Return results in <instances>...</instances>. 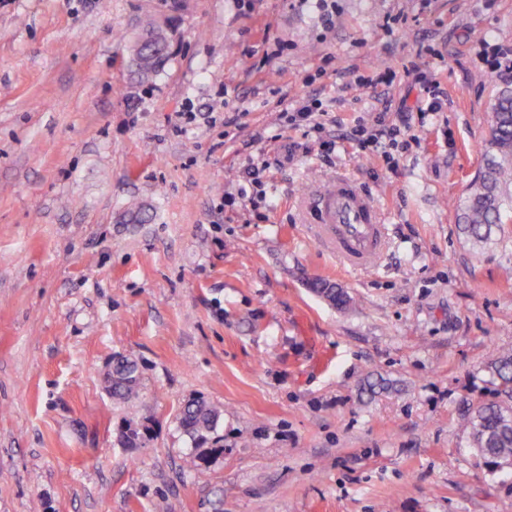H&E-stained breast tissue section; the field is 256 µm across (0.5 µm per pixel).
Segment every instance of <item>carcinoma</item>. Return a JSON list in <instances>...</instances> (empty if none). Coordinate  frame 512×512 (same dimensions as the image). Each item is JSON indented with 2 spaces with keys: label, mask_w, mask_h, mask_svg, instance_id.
Masks as SVG:
<instances>
[{
  "label": "carcinoma",
  "mask_w": 512,
  "mask_h": 512,
  "mask_svg": "<svg viewBox=\"0 0 512 512\" xmlns=\"http://www.w3.org/2000/svg\"><path fill=\"white\" fill-rule=\"evenodd\" d=\"M172 20L147 15L141 21L142 34L152 36ZM128 54L135 57L134 73L138 84L146 85L164 70L170 53H164L154 42H129ZM493 123L485 140V166L469 185L461 207L460 229L475 249H481L495 229L512 223V88L497 89L492 102ZM317 295L326 296L335 307L346 309L351 297L340 288L329 287L321 279L309 283ZM498 382L500 393L507 402L491 403L477 408L463 418V426L471 437L473 448L486 466L512 464V351L496 353L489 362ZM140 383L136 362L118 360L112 372L105 377V387L112 397L132 396ZM220 414L203 400L186 403L179 413V425L191 441L187 465L200 470L212 457L224 455V435L219 433ZM121 438L126 446L138 448L145 443L146 433L136 426H128Z\"/></svg>",
  "instance_id": "carcinoma-1"
}]
</instances>
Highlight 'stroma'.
Wrapping results in <instances>:
<instances>
[{
    "instance_id": "stroma-1",
    "label": "stroma",
    "mask_w": 512,
    "mask_h": 512,
    "mask_svg": "<svg viewBox=\"0 0 512 512\" xmlns=\"http://www.w3.org/2000/svg\"><path fill=\"white\" fill-rule=\"evenodd\" d=\"M327 3L328 25L313 0H0V512H512V472L460 426L512 349V223L475 251L456 210L512 0ZM148 11L180 37L144 87L127 40ZM430 84L442 108L407 148L358 149V121ZM301 98L322 129L282 119ZM339 174L388 226L375 268L307 232L300 201ZM118 356L129 401L103 384ZM199 398L224 454L196 472L177 415ZM330 282L316 279L309 283V288L317 295H325L335 307L346 309L351 304V297L348 293L338 286L337 288H329ZM105 387L113 398L125 399L132 396L140 383V371L136 362L117 360L112 372L105 377Z\"/></svg>"
}]
</instances>
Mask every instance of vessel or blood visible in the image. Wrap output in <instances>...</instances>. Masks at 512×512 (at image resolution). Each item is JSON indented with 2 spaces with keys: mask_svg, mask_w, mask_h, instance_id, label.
<instances>
[{
  "mask_svg": "<svg viewBox=\"0 0 512 512\" xmlns=\"http://www.w3.org/2000/svg\"><path fill=\"white\" fill-rule=\"evenodd\" d=\"M313 236L344 266L374 267L386 247L377 208L347 177L331 179L311 197Z\"/></svg>",
  "mask_w": 512,
  "mask_h": 512,
  "instance_id": "vessel-or-blood-1",
  "label": "vessel or blood"
}]
</instances>
